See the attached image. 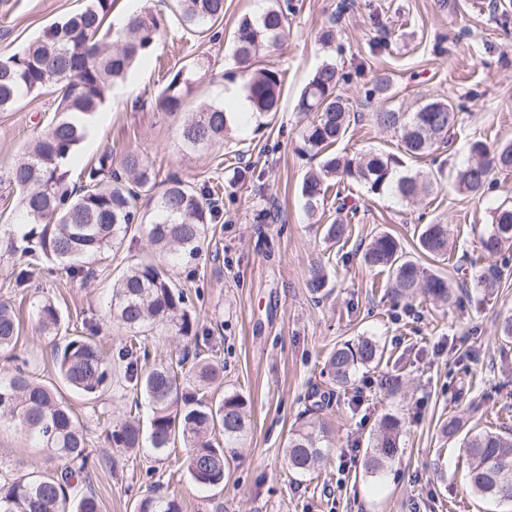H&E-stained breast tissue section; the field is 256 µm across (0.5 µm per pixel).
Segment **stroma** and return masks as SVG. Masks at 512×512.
<instances>
[{"label":"stroma","instance_id":"35a3bbf8","mask_svg":"<svg viewBox=\"0 0 512 512\" xmlns=\"http://www.w3.org/2000/svg\"><path fill=\"white\" fill-rule=\"evenodd\" d=\"M172 0H114L113 19L147 7L163 22L150 59L114 86L93 119L94 131L70 164L73 183L99 158L120 164L136 152L158 180L175 175L194 185L217 183L223 202L219 221L208 228L199 260L175 267L199 321V347L224 365L223 389L246 399L248 431L226 449L230 466L223 485L201 491L186 472L149 450L121 453L110 448L107 430L121 424L133 399L128 383L92 404L68 395L80 417L94 464L90 485L102 512H134L145 495L176 496L183 512H501L464 487L465 458L457 441L441 434L451 416L467 427L512 429V342L501 339L499 323L512 315V263L493 295L471 290L451 308L424 297L397 300L386 274L367 266L365 249L374 235L389 231L412 248L420 225L450 227L448 258L436 270L472 282L488 259L481 248L490 208L512 200V173H494L483 199L459 193L453 173L470 143L512 141V0H292L288 40L266 62L285 71L276 114L267 126L249 122L223 143L196 151L184 148L179 127L186 114L224 101L234 71L229 38L238 21L262 9L260 0H225L221 39L186 29ZM85 0H0V53L23 47L59 16L79 11ZM336 27L332 48L319 41L321 28ZM209 55L212 68L198 80L182 111H158L152 100L168 83L170 69ZM333 60L348 75L341 93L357 117L336 144L353 158L376 148L397 152V140L378 128L377 107L366 92L376 76L391 80L393 103L414 109L432 98L461 103L449 146L406 162L430 173L434 191L414 203L395 194L375 196L354 182L326 194L321 212L308 216L300 184L312 162L300 150L307 119L295 108L299 91L316 68ZM56 94L43 92L0 112V174L53 118ZM349 224L346 241L324 240L320 225ZM144 237L132 248L100 263L85 281L53 268L38 292L8 287L0 278V302L19 314L22 328L14 352L42 382L59 386L54 352L32 311L33 295L50 297L72 327L93 328L105 352L123 336L108 300L112 277L131 254L147 252ZM329 265L325 292L307 287L315 263ZM370 336L384 347L378 367L360 369L351 385L335 393L320 413L329 428V460L318 473L291 474L283 448L313 389H326L322 370L339 344ZM403 419L399 452L382 476L364 469L365 451L379 419ZM47 453L19 430L0 426V475L53 469Z\"/></svg>","mask_w":512,"mask_h":512}]
</instances>
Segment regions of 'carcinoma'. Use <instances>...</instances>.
<instances>
[{
  "instance_id": "obj_1",
  "label": "carcinoma",
  "mask_w": 512,
  "mask_h": 512,
  "mask_svg": "<svg viewBox=\"0 0 512 512\" xmlns=\"http://www.w3.org/2000/svg\"><path fill=\"white\" fill-rule=\"evenodd\" d=\"M183 24L203 32L224 21V0H174ZM289 3L268 0L257 16H245L233 32L234 58L252 116L278 111L283 76L281 70L263 63V57L279 49L288 37ZM112 0H88L79 13L52 22L28 45L0 55V112L8 111L23 97L51 88L60 98V116L26 146L23 156L7 172L8 185L18 196L21 224L0 225V268L10 269L14 288L31 287V270L21 259L37 256L62 267L70 276L86 278L94 265L120 250L132 229L146 238L152 249L167 259L128 261L112 285V318L126 330L123 346L115 357L104 356L89 335H62V314L48 298L32 302L34 315L51 338L57 376L72 391L97 400L110 391L112 375L120 374L139 393L149 409L146 427L140 417L127 416L107 433L110 447L139 451L149 444L155 458L170 456L177 440L187 448L182 462L191 480L201 487L224 484L225 449L246 436L245 399L237 392L215 394L224 366L200 353L189 356L182 348L149 362L148 335L167 328L188 342L198 339L196 314L186 295L173 280L170 269L197 259L208 226L220 216L215 188L196 187L176 177L155 198L152 218L141 213L143 194L155 187L156 176L142 158L127 154L120 168L100 161L85 171V184L70 180V163L89 135L95 114L107 102L112 86L150 57L159 32L150 11L133 13L120 28L108 18ZM205 70L199 58L186 69L171 72L158 93L155 107L162 112L182 110L193 88L194 77ZM346 80L333 61L323 62L301 90L295 108L312 116L300 131L302 150L318 160L302 180L304 209L316 215L329 183L353 180L367 192L381 195L389 190L407 202L431 194L432 179L419 172H399L401 159L393 153L370 149L353 159L335 152L351 122L340 84ZM391 80L377 77L371 96L380 105L372 113L375 124L394 134L402 155L423 158L447 142L448 132L459 122V106L445 98H432L406 112L390 104ZM235 113L221 105H208L187 116L181 139L189 149H203L224 140ZM470 157L455 178L458 191L483 197L493 189L494 171L512 173V142L490 145L483 140L470 144ZM324 239L333 243L348 238L349 225H323ZM447 224H425L417 231L416 252L407 255L400 239L389 231L372 238L364 262L388 274V288L395 297L423 294L442 303L456 302L451 281L431 272L420 258L436 261L448 255ZM482 248L498 257L512 248V204L489 211ZM504 264L492 263L476 275V287L489 294L500 285ZM325 267H310L308 287L320 292L327 287ZM20 320L12 307L0 303V349L15 347ZM383 348L371 338L345 342L327 358L326 372L332 387L347 388L358 369L379 364ZM321 401L302 411V422L292 429L284 456L288 469L308 475L326 464L324 442L328 431L320 421ZM10 423L35 439L49 457L60 463L52 474L33 471L19 478L0 480V512H101L98 497L83 494L71 500L73 484L88 477L89 453L83 425L73 409L53 389L21 368L0 373V424ZM400 419L386 415L379 421L365 459V471L378 476L399 448ZM448 439L461 437L467 461L468 491L483 500L512 505V430H463L462 420L448 418L442 426ZM137 512H182L180 502L167 495L141 499Z\"/></svg>"
}]
</instances>
